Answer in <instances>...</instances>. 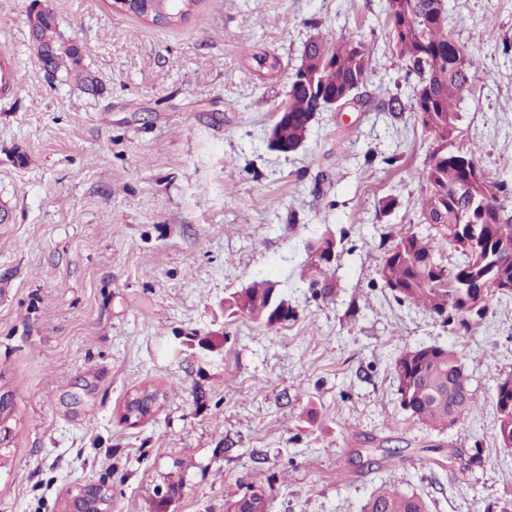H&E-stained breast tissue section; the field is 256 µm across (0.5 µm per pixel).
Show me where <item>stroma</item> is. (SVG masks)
Returning a JSON list of instances; mask_svg holds the SVG:
<instances>
[{
	"mask_svg": "<svg viewBox=\"0 0 512 512\" xmlns=\"http://www.w3.org/2000/svg\"><path fill=\"white\" fill-rule=\"evenodd\" d=\"M31 3L0 0V52L21 75L0 93V512H69L88 483L108 489L109 512H224L252 483L270 512H361L383 484L429 512H512L492 404L512 374V300L457 337L377 275L383 238L420 228L416 175L435 149L411 108L417 78L392 59L386 0H202L178 27L112 0H51L93 92L41 68ZM447 4L481 74L460 126L512 188V0ZM317 33L364 42L370 73L359 103L317 113L282 154L269 132ZM265 55L275 77L257 73ZM328 231L332 287L311 288L304 245ZM257 279L278 282L295 319L225 316ZM452 341L479 404L438 432L402 408L391 363ZM146 387L154 413L125 420ZM397 446L404 460H384Z\"/></svg>",
	"mask_w": 512,
	"mask_h": 512,
	"instance_id": "obj_1",
	"label": "stroma"
}]
</instances>
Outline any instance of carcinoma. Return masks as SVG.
<instances>
[{
	"label": "carcinoma",
	"instance_id": "obj_1",
	"mask_svg": "<svg viewBox=\"0 0 512 512\" xmlns=\"http://www.w3.org/2000/svg\"><path fill=\"white\" fill-rule=\"evenodd\" d=\"M202 0H148L138 16L155 23L178 25L189 19ZM28 15L31 48L38 58H48L53 73L65 83L92 91L95 76L80 67V48L59 38L53 9L41 0ZM387 24L394 59L418 78L412 108L423 130L436 143L431 161L418 173L424 232L408 231L386 249L377 274L392 297L437 316L457 336H469L486 317L493 300L512 299V288L491 292L475 303L470 286L498 273L512 280V257L499 247H512V215L505 205L507 184L489 176L471 177L467 161L478 162L479 147L457 142L461 115L459 103L480 79L467 47L448 30L447 0H387ZM328 53L313 52L308 78L291 75L288 114L277 117L274 148L296 151L306 140L310 112L318 100L328 101L355 92L367 80L371 54L360 41L322 37ZM335 238L323 235L307 246L313 285L321 283ZM463 260L449 267L442 263L448 248ZM272 281L255 280L231 294L225 307L231 312L274 325L294 316L288 299L270 298ZM400 404L416 423L434 430L457 424L478 405L469 389L464 354L454 343L423 345L400 352L392 361ZM493 401L498 437L512 450V375L498 379ZM225 512H270L261 486L250 484L243 494L225 502ZM362 512H428L426 501L396 486L378 487Z\"/></svg>",
	"mask_w": 512,
	"mask_h": 512
}]
</instances>
